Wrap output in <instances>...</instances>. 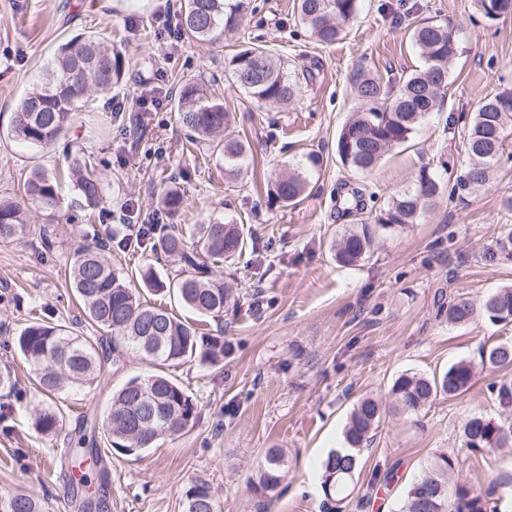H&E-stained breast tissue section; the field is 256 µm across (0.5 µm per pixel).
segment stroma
I'll list each match as a JSON object with an SVG mask.
<instances>
[{
	"label": "stroma",
	"instance_id": "1",
	"mask_svg": "<svg viewBox=\"0 0 512 512\" xmlns=\"http://www.w3.org/2000/svg\"><path fill=\"white\" fill-rule=\"evenodd\" d=\"M253 4L236 31L211 44L178 33L179 0H0V199L19 197L35 168L59 177L61 199L59 220L48 222L41 209L29 207V234L0 243V369H10L25 404L0 427V495H29L44 512H79L65 460L77 415L102 418L114 390L155 367L131 354L120 366L105 365L93 389L49 399L31 385L30 367L12 343L37 314L91 335L68 280L74 248L97 235L125 234L111 220L122 207H130L132 223L146 221L159 192L173 182L186 203L163 223L236 220L264 259L259 266L248 257L223 265L225 281L242 295L236 312L207 324L224 339L223 361L167 369L198 405L195 426L137 456L116 452L97 464L85 461L88 489L103 491L101 512H185L186 493L199 483L211 487L220 512H325L320 466L341 445L362 396L388 401L403 372L439 374L478 359L482 347L512 343V322L479 317L452 325L440 308L454 293L479 302L512 285V260L494 254L504 225L512 224L504 205L512 198V160L479 193L442 195L416 224L378 239L362 265L340 266L331 251L344 229L362 220L340 208L352 191L384 206L426 166L445 185L455 183L463 167L460 118L476 112L485 95L512 87V16L486 22L476 0H361L342 39L325 47L299 24L294 0ZM429 17L457 29L444 101L375 172L353 174L336 155L337 135L357 107L352 82L362 71L386 79L421 66L410 28ZM82 34L120 53L123 82L79 103L54 148L21 143L11 132L20 99L45 77L59 45ZM252 43L299 75L301 93L288 106H259L225 71V60ZM187 83L201 85L233 112L229 133L249 145L239 182L225 181L222 156L186 140L174 103ZM146 85L162 99L160 109L137 111ZM70 149L98 168L104 195L95 208L80 209L72 181L61 175ZM309 153L322 165L309 175L307 199L294 208L269 203L271 175ZM47 239L54 249L46 256ZM110 260L136 286L146 266L163 278L177 268L139 248L113 250ZM504 380L512 381V368L477 373L464 396L437 399L416 414L386 410L362 452L344 512H399L407 484L442 450L458 454L461 480L495 487L503 512H512V454L475 455L461 437L464 418L474 413L512 425V407L500 405L493 389ZM15 392L0 394V401L14 402ZM38 410L63 414L59 435L37 432ZM273 447L285 449L287 475L261 503L250 480ZM390 471L400 480L387 485Z\"/></svg>",
	"mask_w": 512,
	"mask_h": 512
}]
</instances>
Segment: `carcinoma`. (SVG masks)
<instances>
[{"label":"carcinoma","mask_w":512,"mask_h":512,"mask_svg":"<svg viewBox=\"0 0 512 512\" xmlns=\"http://www.w3.org/2000/svg\"><path fill=\"white\" fill-rule=\"evenodd\" d=\"M488 21L512 14V0H477ZM360 0H299L298 19L319 43L331 45L340 39L344 25L358 13ZM254 10L252 0H180L179 27L199 42H215L237 28L240 18ZM412 41L420 49L421 67L398 80L397 89H387L376 78L362 73L352 91L359 110L341 128L336 154L343 166L361 174L372 172L391 148L407 143L417 126L439 108L448 88L455 58L454 27L448 21L423 18L412 29ZM238 88L259 105L286 106L299 93V81L283 70L261 45L241 48L224 62ZM124 62L119 53L93 36H77L60 45L48 69V78L20 102L14 115V136L30 145L49 148L64 134L76 112V104L92 92L108 93L121 83ZM177 111L191 141H207L224 155V177L237 179L248 161L249 145L224 136L235 122L224 103L202 93L194 83L183 86ZM512 88L485 97L470 122L461 129V149L466 157L453 189L473 193L484 187L499 168L505 138L512 134ZM321 166L320 156L309 153L300 167L277 174L267 183V197L285 207L298 206L307 197V170ZM79 195L86 206L102 199V184L92 164L76 160L68 165ZM444 183L430 170H420L414 186L397 194L388 204L369 213L361 223L346 229L332 245L336 262L356 265L373 253L376 239L392 235L414 224L443 193ZM33 204L49 221L58 218L59 183L41 169L31 172L24 183L22 201L0 200V242L22 239L30 227L23 205ZM184 195L176 189L164 191L168 213L179 211ZM143 245L154 254L173 257L179 264L176 277L163 280L149 267L142 276L151 293H170L202 318L221 320L238 307L239 295L216 274L221 264L249 249L251 238L235 220L193 224H147ZM115 238H97L80 245L70 262V285L80 301L85 322L112 341V355L99 354L85 336L63 324L31 319L14 338L16 349L31 365L34 381L46 396L82 388L100 377L102 364L117 365L127 353L158 366L185 364L199 359L216 362L224 357V341L196 324L181 320L162 304L145 298L121 271L112 267L106 252ZM476 317L492 323L512 321V286L497 289L477 304L464 295L448 301V322L464 325ZM480 362L491 369L512 366V343L495 344L480 351ZM475 366L460 360L441 376L407 372L397 376L389 390L394 410L416 414L440 395L454 399L471 386ZM198 407L186 389L163 373L128 379L112 395L101 429L110 448L136 455L164 438L192 428ZM382 417V405L372 396L361 398L344 426L345 451L331 452L323 462L322 491L334 512L355 489L361 451L370 445ZM35 429L43 435L58 432L59 417L52 411L35 412ZM465 448L473 453L512 447V426L473 414L462 426ZM68 450L73 467H81L86 456L99 457L95 439L83 433ZM458 457L439 452L425 474L407 489L400 512H498L493 493L479 491L452 479ZM285 452L269 448L264 463L251 482V491L261 499L272 496L286 477ZM187 512H218L214 493L198 484L187 494ZM0 512H42L28 495L0 496Z\"/></svg>","instance_id":"1"}]
</instances>
